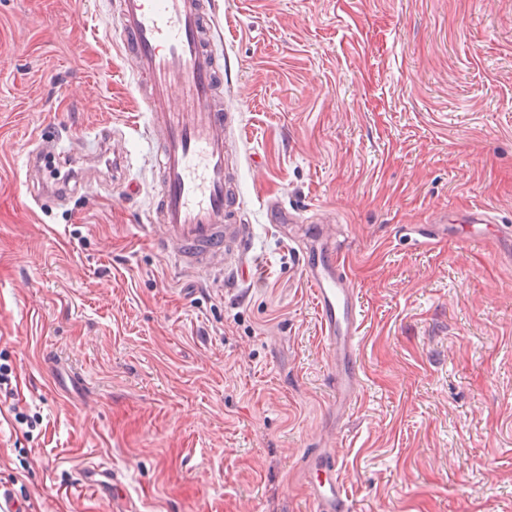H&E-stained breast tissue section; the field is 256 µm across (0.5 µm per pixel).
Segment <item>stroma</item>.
Wrapping results in <instances>:
<instances>
[{
    "label": "stroma",
    "mask_w": 512,
    "mask_h": 512,
    "mask_svg": "<svg viewBox=\"0 0 512 512\" xmlns=\"http://www.w3.org/2000/svg\"><path fill=\"white\" fill-rule=\"evenodd\" d=\"M117 12L0 0V481L29 512H309L332 438L349 512H512V0H216L244 244L192 270ZM71 158L98 169L35 202ZM476 212L471 241L438 222ZM328 237L361 320L342 414L302 252Z\"/></svg>",
    "instance_id": "1"
}]
</instances>
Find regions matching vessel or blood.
Instances as JSON below:
<instances>
[{"label":"vessel or blood","instance_id":"b4317fda","mask_svg":"<svg viewBox=\"0 0 512 512\" xmlns=\"http://www.w3.org/2000/svg\"><path fill=\"white\" fill-rule=\"evenodd\" d=\"M121 52L133 56L150 80L139 95L160 116L166 136L157 148L160 218L166 251L176 263L223 261L241 241L228 214V159L224 127L229 116L215 102L222 71L202 43L199 0H120ZM324 346L340 366L334 400L352 403L360 381L355 371L360 321L353 291L337 261L335 245L316 248L305 264ZM311 512H348V492L334 449L307 459Z\"/></svg>","mask_w":512,"mask_h":512}]
</instances>
